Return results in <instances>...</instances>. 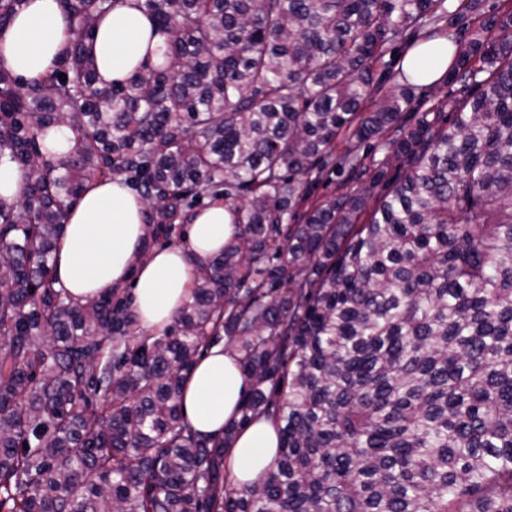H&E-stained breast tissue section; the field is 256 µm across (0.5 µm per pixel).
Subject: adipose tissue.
<instances>
[{
    "label": "adipose tissue",
    "instance_id": "adipose-tissue-1",
    "mask_svg": "<svg viewBox=\"0 0 512 512\" xmlns=\"http://www.w3.org/2000/svg\"><path fill=\"white\" fill-rule=\"evenodd\" d=\"M164 38L137 0H125L99 23L92 51L100 82L120 83L146 62H157ZM65 20L60 0H24L17 14L0 29V52L9 67L27 79L50 71L64 47ZM454 48L447 40L422 42L409 49L405 65L424 61L421 78L430 85L448 69ZM146 207L122 180L87 188L67 214L54 253L58 287L85 301L126 279L134 281L138 323L157 331L169 325L189 297L196 260L220 252L236 227L223 203L197 213L186 245L147 248ZM247 380L223 342L209 346L194 365L182 390L183 411L202 435L221 437L237 417ZM280 446L277 426L261 418L242 430L225 454V468L243 488L259 482L272 466Z\"/></svg>",
    "mask_w": 512,
    "mask_h": 512
}]
</instances>
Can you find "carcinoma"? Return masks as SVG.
I'll use <instances>...</instances> for the list:
<instances>
[{
    "label": "carcinoma",
    "mask_w": 512,
    "mask_h": 512,
    "mask_svg": "<svg viewBox=\"0 0 512 512\" xmlns=\"http://www.w3.org/2000/svg\"><path fill=\"white\" fill-rule=\"evenodd\" d=\"M60 2L55 68L0 65V158L24 174L0 201V512H512V0H141L162 62L110 85L90 43L123 0ZM439 12L469 31L445 34L452 119L401 125L409 75L364 107L389 45ZM58 125L73 146L47 154ZM390 133L391 186L360 165ZM340 140L361 192L288 223ZM128 174L152 224L222 185L237 226L144 339L112 291L82 303L54 277L68 210ZM222 337L249 389L211 438L181 397ZM260 416L275 466L229 490L224 451Z\"/></svg>",
    "instance_id": "obj_1"
}]
</instances>
